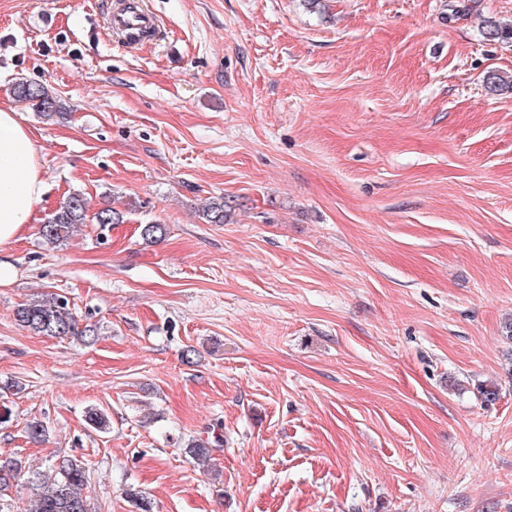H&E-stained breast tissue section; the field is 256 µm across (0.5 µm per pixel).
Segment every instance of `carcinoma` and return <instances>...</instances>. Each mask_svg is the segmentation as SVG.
Segmentation results:
<instances>
[{
  "label": "carcinoma",
  "mask_w": 512,
  "mask_h": 512,
  "mask_svg": "<svg viewBox=\"0 0 512 512\" xmlns=\"http://www.w3.org/2000/svg\"><path fill=\"white\" fill-rule=\"evenodd\" d=\"M483 36L489 41L512 42V28H504L491 20L487 22ZM13 96L20 102L31 104L45 117L63 115L57 97L40 83H18L13 87ZM203 217L209 224L224 223V199L211 202L203 211ZM122 221L123 215L110 207L90 212L87 199L74 193L41 226L40 233L46 243L59 244L70 237L78 224L104 225ZM13 316L20 327L35 335L59 338L77 336L89 342L95 340V328L91 325L79 326L68 298L60 294L34 297L18 305ZM25 433L31 441L41 443L47 438V426L40 420H32L26 424ZM222 447L224 434L219 427L212 430L211 438L189 442L186 453L197 463L204 464L211 460L213 449ZM23 477L27 478V483L33 489L27 512H97L86 494L90 476L84 467L71 459L57 458L46 469L29 474L26 473V466L17 458L0 460V492Z\"/></svg>",
  "instance_id": "1"
}]
</instances>
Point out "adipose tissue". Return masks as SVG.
Wrapping results in <instances>:
<instances>
[{
    "label": "adipose tissue",
    "mask_w": 512,
    "mask_h": 512,
    "mask_svg": "<svg viewBox=\"0 0 512 512\" xmlns=\"http://www.w3.org/2000/svg\"><path fill=\"white\" fill-rule=\"evenodd\" d=\"M46 193L37 146L17 112L0 108V245L36 222Z\"/></svg>",
    "instance_id": "adipose-tissue-1"
}]
</instances>
